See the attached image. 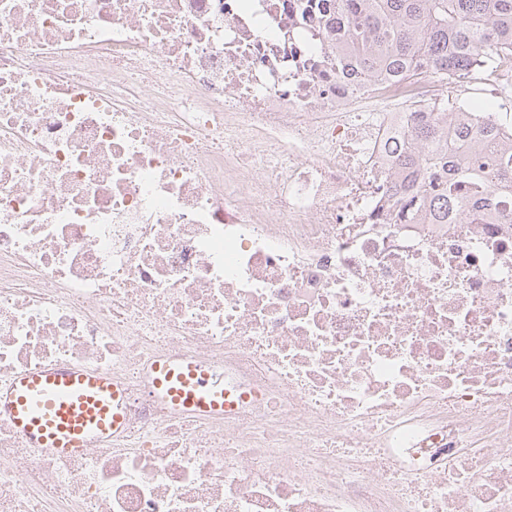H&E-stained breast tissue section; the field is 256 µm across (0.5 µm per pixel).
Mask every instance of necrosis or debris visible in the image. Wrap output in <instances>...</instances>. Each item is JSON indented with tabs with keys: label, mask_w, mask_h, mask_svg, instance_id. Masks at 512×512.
I'll list each match as a JSON object with an SVG mask.
<instances>
[{
	"label": "necrosis or debris",
	"mask_w": 512,
	"mask_h": 512,
	"mask_svg": "<svg viewBox=\"0 0 512 512\" xmlns=\"http://www.w3.org/2000/svg\"><path fill=\"white\" fill-rule=\"evenodd\" d=\"M327 0H0V378L126 386L79 457L0 421V512H512V203L398 224L413 112ZM194 358L210 419L146 397Z\"/></svg>",
	"instance_id": "obj_1"
}]
</instances>
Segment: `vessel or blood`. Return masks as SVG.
<instances>
[{
  "label": "vessel or blood",
  "mask_w": 512,
  "mask_h": 512,
  "mask_svg": "<svg viewBox=\"0 0 512 512\" xmlns=\"http://www.w3.org/2000/svg\"><path fill=\"white\" fill-rule=\"evenodd\" d=\"M148 395L172 413L200 418L224 409V379L210 367L183 359L154 363ZM125 389L111 376L59 364L0 383V419L30 447L80 456L125 431Z\"/></svg>",
  "instance_id": "b4317fda"
}]
</instances>
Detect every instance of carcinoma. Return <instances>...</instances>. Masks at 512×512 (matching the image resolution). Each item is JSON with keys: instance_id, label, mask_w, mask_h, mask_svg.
Here are the masks:
<instances>
[{"instance_id": "carcinoma-1", "label": "carcinoma", "mask_w": 512, "mask_h": 512, "mask_svg": "<svg viewBox=\"0 0 512 512\" xmlns=\"http://www.w3.org/2000/svg\"><path fill=\"white\" fill-rule=\"evenodd\" d=\"M336 63L374 79L449 78L512 59V0H331ZM416 113L390 207L404 224H453L462 211L480 222L496 205L488 192L512 187V149H495L498 128L448 127V113Z\"/></svg>"}]
</instances>
